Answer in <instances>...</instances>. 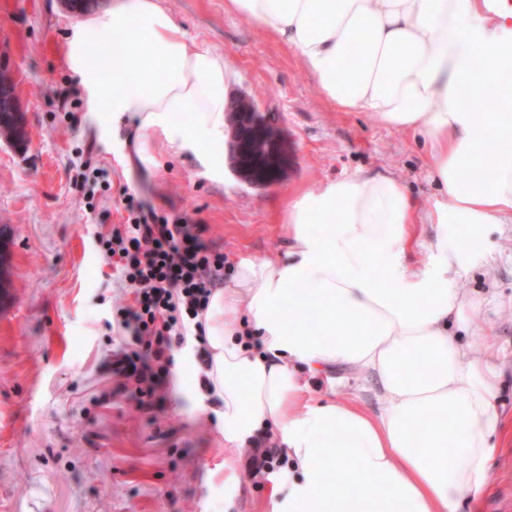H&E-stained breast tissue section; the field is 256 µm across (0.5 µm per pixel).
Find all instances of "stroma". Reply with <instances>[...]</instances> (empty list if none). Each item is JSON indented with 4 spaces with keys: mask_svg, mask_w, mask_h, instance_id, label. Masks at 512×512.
Instances as JSON below:
<instances>
[{
    "mask_svg": "<svg viewBox=\"0 0 512 512\" xmlns=\"http://www.w3.org/2000/svg\"><path fill=\"white\" fill-rule=\"evenodd\" d=\"M197 44L237 74L231 95L251 98L288 138L277 183L251 186L226 149L199 159L160 144L157 164L136 163L128 122L92 112L67 63L80 14L64 0H0V67L12 72L29 143L0 140V226L13 243L11 296L0 306V512H272L276 478H250L245 456L224 446L219 407L197 389L201 350L178 354L174 385L156 415L140 413L109 371L120 274L97 239L123 223L121 186L158 213H188L225 257L232 282L241 260L285 253L291 200L361 171H389L419 209L438 190L422 140L342 112L291 51L224 0H162ZM470 302L466 341L500 372L501 452L475 512L512 499V223L486 225L483 245L456 278ZM376 411L368 372L335 368L312 379L328 397Z\"/></svg>",
    "mask_w": 512,
    "mask_h": 512,
    "instance_id": "obj_1",
    "label": "stroma"
}]
</instances>
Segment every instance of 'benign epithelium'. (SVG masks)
<instances>
[{
	"label": "benign epithelium",
	"mask_w": 512,
	"mask_h": 512,
	"mask_svg": "<svg viewBox=\"0 0 512 512\" xmlns=\"http://www.w3.org/2000/svg\"><path fill=\"white\" fill-rule=\"evenodd\" d=\"M1 98L10 103L15 123L20 129H26L13 77L6 70L0 71ZM229 132L232 166L236 175L243 182L253 186H264L281 179L288 165V143L277 130L272 128L270 120L257 110L251 100L245 97L240 98L237 113L229 122ZM251 139L256 140L257 144L267 149L275 158V170L271 176L265 179L254 178L250 171L240 164L241 146Z\"/></svg>",
	"instance_id": "obj_1"
}]
</instances>
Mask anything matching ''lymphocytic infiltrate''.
Segmentation results:
<instances>
[{
	"label": "lymphocytic infiltrate",
	"instance_id": "obj_1",
	"mask_svg": "<svg viewBox=\"0 0 512 512\" xmlns=\"http://www.w3.org/2000/svg\"><path fill=\"white\" fill-rule=\"evenodd\" d=\"M125 223L100 236L104 256L121 271L131 301L116 308L119 349L111 372L142 412L165 399L177 355L195 340L205 345L202 321L210 298L224 285V255L204 242L190 217L144 209L129 186L119 190ZM288 458L271 436L258 438L247 459L253 475L283 474Z\"/></svg>",
	"mask_w": 512,
	"mask_h": 512
}]
</instances>
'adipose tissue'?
I'll use <instances>...</instances> for the list:
<instances>
[{
    "instance_id": "1",
    "label": "adipose tissue",
    "mask_w": 512,
    "mask_h": 512,
    "mask_svg": "<svg viewBox=\"0 0 512 512\" xmlns=\"http://www.w3.org/2000/svg\"><path fill=\"white\" fill-rule=\"evenodd\" d=\"M292 51L345 112L419 136L441 195L429 261L407 264L416 205L389 173H358L288 205L285 254L239 265L204 313L224 441L272 434L289 460L288 512H460L500 452L498 374L450 325L470 308L448 278L512 220V30L482 0H225ZM68 60L89 109L131 116L135 155L154 134L210 155L233 75L160 0H112L72 30ZM190 113L186 123L175 115ZM371 372L381 408L306 406L302 371Z\"/></svg>"
}]
</instances>
